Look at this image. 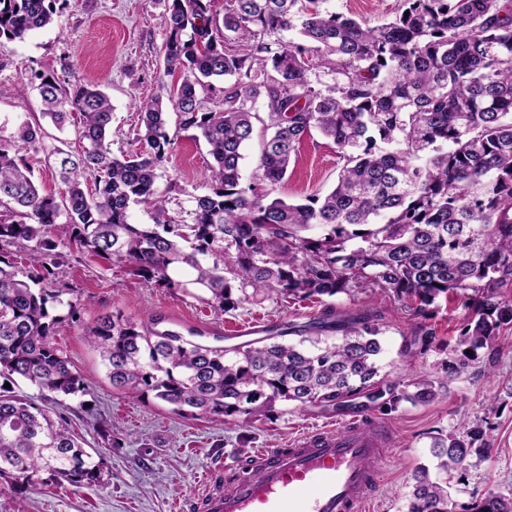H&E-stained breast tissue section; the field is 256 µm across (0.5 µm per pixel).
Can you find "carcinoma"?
<instances>
[{"mask_svg":"<svg viewBox=\"0 0 512 512\" xmlns=\"http://www.w3.org/2000/svg\"><path fill=\"white\" fill-rule=\"evenodd\" d=\"M57 0H0V41L24 40L54 22ZM168 0L165 74L138 108L137 148L112 154V103L99 87L40 76L43 116L59 129L83 120L77 153L50 148L63 199L44 194L19 153L40 142V125L0 138V245L27 253L39 272L0 258V379L19 378L51 399L76 396L83 380L53 345L62 292L42 283L62 273L47 230L79 253L116 258L148 283L192 288L214 310L258 298L309 299L381 288L424 317L459 294L469 313L458 346H489L512 323V0H402L394 20L371 26L328 12L320 0ZM297 31L300 41L269 37ZM227 83L207 105L211 79ZM263 111H258L257 105ZM175 116V133L168 130ZM269 136L242 185L244 148L256 125ZM194 132L214 160L209 191L188 219L156 189L175 137ZM343 161L335 186L303 203L273 196L312 132ZM153 210L133 224L130 209ZM159 320L105 316L87 328L112 388L151 392L179 416L244 417L296 407L385 408L428 403L420 376L397 391L381 373V331L367 316L317 317L279 328L280 340L209 347ZM336 333L334 340L325 338ZM288 335L297 342H284ZM479 423L436 440L450 476L476 442ZM41 471L71 484L97 479L83 441L67 423L0 383V479L36 485ZM407 512H457L448 480L415 475ZM464 512H512V492L488 494Z\"/></svg>","mask_w":512,"mask_h":512,"instance_id":"cac0c4a2","label":"carcinoma"}]
</instances>
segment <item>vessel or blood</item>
<instances>
[{"mask_svg":"<svg viewBox=\"0 0 512 512\" xmlns=\"http://www.w3.org/2000/svg\"><path fill=\"white\" fill-rule=\"evenodd\" d=\"M383 425L347 420L261 448L225 482L205 485L197 512H368L393 454Z\"/></svg>","mask_w":512,"mask_h":512,"instance_id":"b4317fda","label":"vessel or blood"}]
</instances>
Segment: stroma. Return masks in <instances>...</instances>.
Returning a JSON list of instances; mask_svg holds the SVG:
<instances>
[{"label": "stroma", "instance_id": "35a3bbf8", "mask_svg": "<svg viewBox=\"0 0 512 512\" xmlns=\"http://www.w3.org/2000/svg\"><path fill=\"white\" fill-rule=\"evenodd\" d=\"M53 25L24 41L0 42V137L9 138L17 122H39L46 144L79 150V114L64 129L43 118V106L31 83L49 74L70 83L101 84L112 101V152L134 149L138 103L150 100L165 77L161 47L165 40L167 0H59ZM400 0H324L322 7L379 25L392 20ZM210 157L204 141L180 133L156 186L166 192L181 189L179 199L208 190ZM342 165L335 145L312 134L301 147L294 167L278 188L279 197L301 201L330 190ZM64 261L56 281L72 302L76 317L62 316L52 341L80 372L83 394L51 405L52 417L64 418L85 442L100 467L92 484L56 482L40 472L37 488H15L0 482V512H194V498L209 475L240 461L258 448H283L299 433L350 418V411L297 408L277 404L260 420L194 418L173 414L153 395L131 397L113 390L95 349L83 330L98 317L122 314L140 322L160 319L163 327L180 323L198 330L199 344L225 345V328L256 317L269 328L305 325L323 312L337 315L370 312L382 331V359L389 382L405 383L425 375L440 386L429 403L401 402L389 413L370 411V418L387 425L397 443L396 453L380 484L372 512H406L414 474L427 467L440 476L432 455L436 438L461 432L465 423L481 419L487 445L472 450L451 482L460 505L488 492L512 490V327L501 329L490 348L477 350L468 362L456 351L465 309L451 296L414 317L405 302L380 290H359L322 300L283 301L273 298L220 312L201 306L179 289L146 283L116 260L55 247ZM433 331L435 341L410 363L399 352L417 328ZM121 447H111V439Z\"/></svg>", "mask_w": 512, "mask_h": 512}]
</instances>
